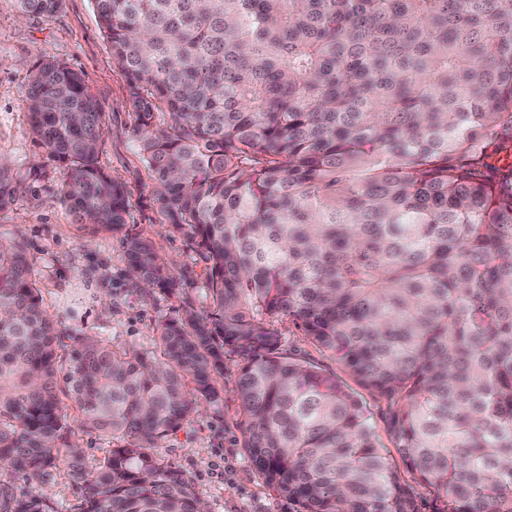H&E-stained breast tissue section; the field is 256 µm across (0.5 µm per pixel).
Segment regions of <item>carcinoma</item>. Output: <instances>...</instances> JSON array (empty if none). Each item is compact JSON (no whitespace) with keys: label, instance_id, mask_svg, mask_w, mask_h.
I'll return each instance as SVG.
<instances>
[{"label":"carcinoma","instance_id":"carcinoma-1","mask_svg":"<svg viewBox=\"0 0 512 512\" xmlns=\"http://www.w3.org/2000/svg\"><path fill=\"white\" fill-rule=\"evenodd\" d=\"M51 18L63 0H15ZM124 77L159 224L202 284L124 233L83 78L31 73L34 137L84 229L123 235L132 287L196 286L155 349L70 345L22 240L0 241V468L66 460L79 512H204L160 443L223 401L241 359L240 445L294 512H512V0H93ZM293 322L385 406L283 351ZM111 444L87 468L75 441ZM0 512H55L0 478Z\"/></svg>","mask_w":512,"mask_h":512}]
</instances>
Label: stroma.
I'll list each match as a JSON object with an SVG mask.
<instances>
[{
  "label": "stroma",
  "instance_id": "stroma-1",
  "mask_svg": "<svg viewBox=\"0 0 512 512\" xmlns=\"http://www.w3.org/2000/svg\"><path fill=\"white\" fill-rule=\"evenodd\" d=\"M48 59L77 71L103 106L98 161L127 187L128 232L150 239L178 268L199 276L205 267L187 237L170 235L158 222L152 180L131 135L126 85L92 0H64L49 19L20 16L12 0H0V173L21 187L13 202L0 208V240L26 242L35 286L62 328L78 337H108L116 350H152L158 319L177 316L182 299L154 288L132 291L121 237L78 230L60 196L63 170L31 132L26 87L30 74ZM235 378V366H228L221 381L223 404L202 405L163 442V460L194 482L208 512H293L264 485L239 446ZM0 477L11 479L22 494L42 490L57 512H78L83 500L82 488L61 465L33 480L7 470Z\"/></svg>",
  "mask_w": 512,
  "mask_h": 512
}]
</instances>
